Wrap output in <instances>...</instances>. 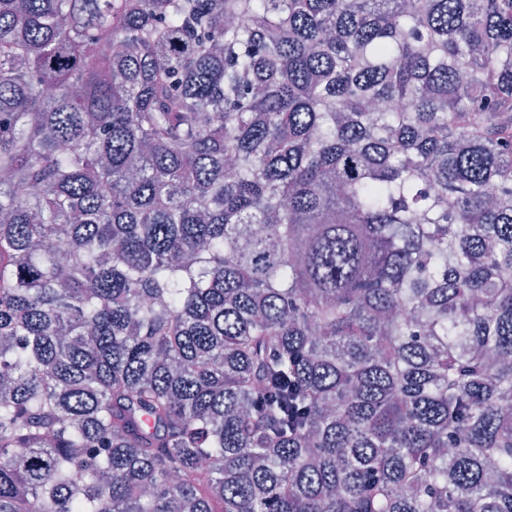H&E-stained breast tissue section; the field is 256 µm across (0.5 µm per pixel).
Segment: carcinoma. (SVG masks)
Instances as JSON below:
<instances>
[{"mask_svg":"<svg viewBox=\"0 0 512 512\" xmlns=\"http://www.w3.org/2000/svg\"><path fill=\"white\" fill-rule=\"evenodd\" d=\"M0 512H512V0H0Z\"/></svg>","mask_w":512,"mask_h":512,"instance_id":"cac0c4a2","label":"carcinoma"}]
</instances>
